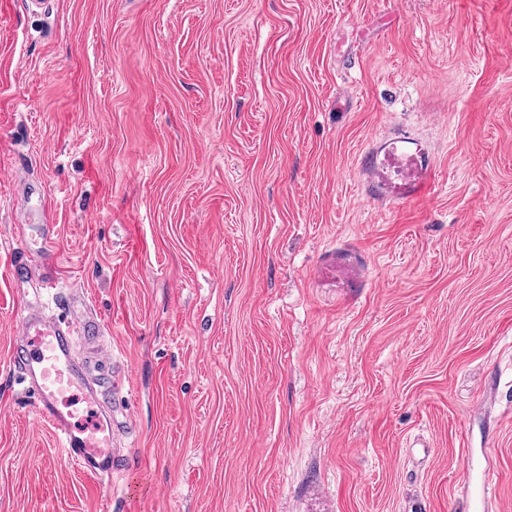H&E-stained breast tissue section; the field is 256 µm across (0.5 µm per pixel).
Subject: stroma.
Segmentation results:
<instances>
[{"instance_id":"obj_1","label":"stroma","mask_w":512,"mask_h":512,"mask_svg":"<svg viewBox=\"0 0 512 512\" xmlns=\"http://www.w3.org/2000/svg\"><path fill=\"white\" fill-rule=\"evenodd\" d=\"M48 268L128 370L107 485L9 364ZM107 504L512 512V0H0V512ZM410 140L401 136L386 138L363 155L360 169L376 199L410 200L430 185L431 168ZM36 225L40 232V246L35 252L27 251L25 245L17 252V256L15 258L13 268V275L16 279H20L27 273L28 263L31 261V253L39 254V257L47 256L49 253V248L54 241V229L55 224H30L25 222L24 224H19L21 237L24 239L26 237V231L30 226Z\"/></svg>"}]
</instances>
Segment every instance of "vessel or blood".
<instances>
[{
	"mask_svg": "<svg viewBox=\"0 0 512 512\" xmlns=\"http://www.w3.org/2000/svg\"><path fill=\"white\" fill-rule=\"evenodd\" d=\"M360 169L370 193L378 200H410L429 186L432 171L419 149L406 137L373 145ZM87 299H79L68 317L56 321L26 305L10 363L27 385L39 422L47 424L65 456L82 473L105 481L118 471L115 430L98 412V399L88 385L89 364L77 359L74 336L102 338L104 327L87 314Z\"/></svg>",
	"mask_w": 512,
	"mask_h": 512,
	"instance_id": "1",
	"label": "vessel or blood"
}]
</instances>
